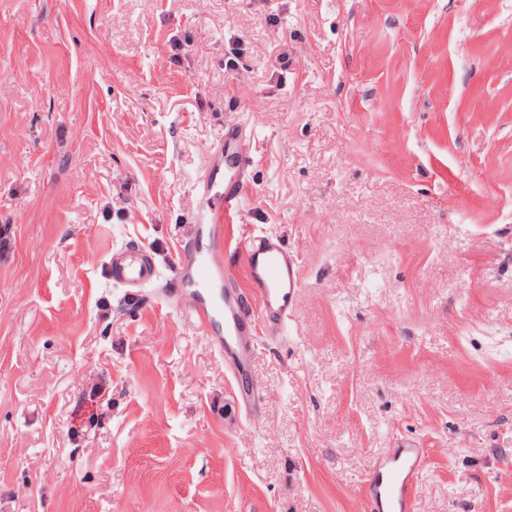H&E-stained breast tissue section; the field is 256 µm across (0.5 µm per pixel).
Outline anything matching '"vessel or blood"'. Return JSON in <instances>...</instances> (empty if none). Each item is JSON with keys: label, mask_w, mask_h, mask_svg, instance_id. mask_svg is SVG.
I'll list each match as a JSON object with an SVG mask.
<instances>
[{"label": "vessel or blood", "mask_w": 512, "mask_h": 512, "mask_svg": "<svg viewBox=\"0 0 512 512\" xmlns=\"http://www.w3.org/2000/svg\"><path fill=\"white\" fill-rule=\"evenodd\" d=\"M207 168L195 187L190 235L176 254L172 275L162 278L146 249L125 246L111 253L108 274L131 300L158 306L182 304L224 355V370L241 383L240 401L252 409L257 391L247 385L256 321L280 330L293 312L300 268L277 236L241 235L225 242L224 227L237 223L253 187L251 135L228 122L207 146ZM426 451L407 443L375 457L368 473L374 512H412L411 491L425 469Z\"/></svg>", "instance_id": "b4317fda"}]
</instances>
